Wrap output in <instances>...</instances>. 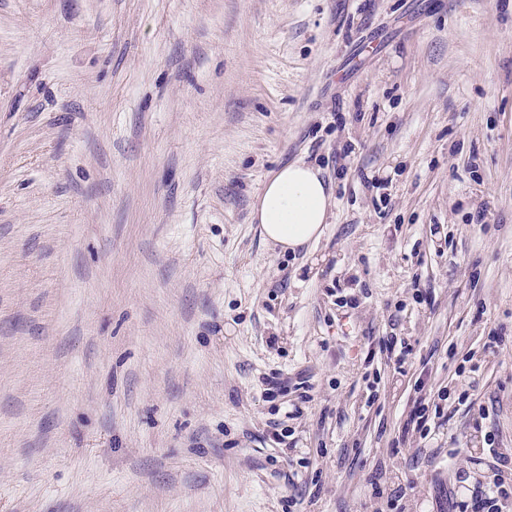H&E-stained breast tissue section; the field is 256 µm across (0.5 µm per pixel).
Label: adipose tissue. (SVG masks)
Wrapping results in <instances>:
<instances>
[{
    "instance_id": "obj_1",
    "label": "adipose tissue",
    "mask_w": 512,
    "mask_h": 512,
    "mask_svg": "<svg viewBox=\"0 0 512 512\" xmlns=\"http://www.w3.org/2000/svg\"><path fill=\"white\" fill-rule=\"evenodd\" d=\"M330 207L331 195L319 169L293 162L265 183L254 219L266 242L293 252L321 237Z\"/></svg>"
}]
</instances>
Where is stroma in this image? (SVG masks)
I'll return each instance as SVG.
<instances>
[{"mask_svg": "<svg viewBox=\"0 0 512 512\" xmlns=\"http://www.w3.org/2000/svg\"><path fill=\"white\" fill-rule=\"evenodd\" d=\"M295 161L332 207L292 253L251 214ZM490 442L512 0H0V512H448ZM418 395L413 400L412 409L409 413L408 419L406 421L405 430L412 431L415 434H418L420 439H426L430 432L431 426L429 422L432 419L431 413L434 407V417L439 414L440 406L439 403L435 402V399H432L431 393L429 396L423 392V385H418L417 388Z\"/></svg>", "mask_w": 512, "mask_h": 512, "instance_id": "obj_1", "label": "stroma"}]
</instances>
